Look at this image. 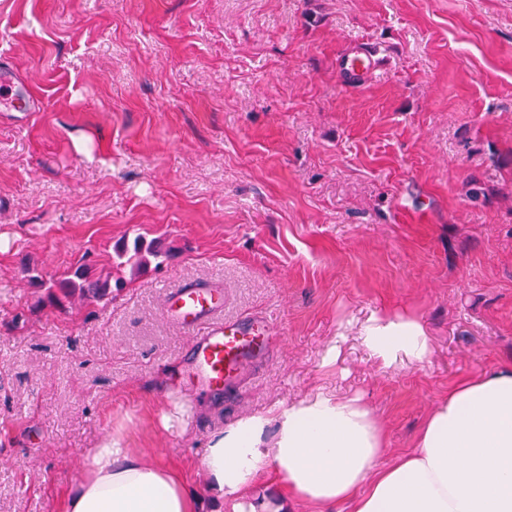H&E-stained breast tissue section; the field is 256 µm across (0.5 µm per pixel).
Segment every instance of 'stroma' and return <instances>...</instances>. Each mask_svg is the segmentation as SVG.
Listing matches in <instances>:
<instances>
[{
	"instance_id": "1",
	"label": "stroma",
	"mask_w": 512,
	"mask_h": 512,
	"mask_svg": "<svg viewBox=\"0 0 512 512\" xmlns=\"http://www.w3.org/2000/svg\"><path fill=\"white\" fill-rule=\"evenodd\" d=\"M2 63L43 109L0 107V512H61L110 434L204 492L218 430L319 386L391 460L512 361V0H0ZM82 264L125 288L41 306ZM185 284L279 337L223 392L185 389ZM374 314L420 319L425 361L373 360ZM373 66L374 60L372 56L365 52L349 54L342 60V69L351 79H359L366 76Z\"/></svg>"
}]
</instances>
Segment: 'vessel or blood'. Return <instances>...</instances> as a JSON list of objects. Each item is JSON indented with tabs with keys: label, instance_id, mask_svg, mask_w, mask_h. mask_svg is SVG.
Returning a JSON list of instances; mask_svg holds the SVG:
<instances>
[{
	"label": "vessel or blood",
	"instance_id": "obj_1",
	"mask_svg": "<svg viewBox=\"0 0 512 512\" xmlns=\"http://www.w3.org/2000/svg\"><path fill=\"white\" fill-rule=\"evenodd\" d=\"M373 66L372 56L364 52L342 60L345 74L352 79L366 76ZM20 85L17 74L0 70V95L7 100L9 110L25 117L42 111V102L22 94ZM223 307L224 290L217 286L185 285L170 291L166 299L169 319L191 336L188 391L222 390L273 342L272 326L266 318L224 320L220 317Z\"/></svg>",
	"mask_w": 512,
	"mask_h": 512
}]
</instances>
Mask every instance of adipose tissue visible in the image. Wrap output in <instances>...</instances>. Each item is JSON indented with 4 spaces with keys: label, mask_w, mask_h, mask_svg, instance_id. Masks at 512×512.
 I'll return each mask as SVG.
<instances>
[{
    "label": "adipose tissue",
    "mask_w": 512,
    "mask_h": 512,
    "mask_svg": "<svg viewBox=\"0 0 512 512\" xmlns=\"http://www.w3.org/2000/svg\"><path fill=\"white\" fill-rule=\"evenodd\" d=\"M363 342L381 366L423 361L415 319L371 317ZM386 437L360 399L316 392L228 425L201 461L211 512H512V362L449 387L413 451L388 465ZM278 484L260 500L259 478ZM160 458L102 439L62 512H200Z\"/></svg>",
    "instance_id": "ef3b65f1"
}]
</instances>
